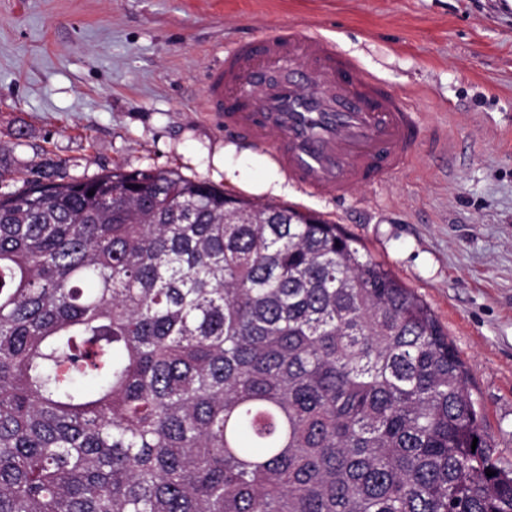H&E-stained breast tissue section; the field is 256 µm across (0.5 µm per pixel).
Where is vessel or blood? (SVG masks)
<instances>
[{"mask_svg":"<svg viewBox=\"0 0 512 512\" xmlns=\"http://www.w3.org/2000/svg\"><path fill=\"white\" fill-rule=\"evenodd\" d=\"M225 133L269 152L305 194L346 199L402 173L426 140L408 95L296 25L227 47L205 76Z\"/></svg>","mask_w":512,"mask_h":512,"instance_id":"obj_1","label":"vessel or blood"}]
</instances>
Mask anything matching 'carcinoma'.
I'll return each instance as SVG.
<instances>
[{
	"mask_svg": "<svg viewBox=\"0 0 512 512\" xmlns=\"http://www.w3.org/2000/svg\"><path fill=\"white\" fill-rule=\"evenodd\" d=\"M355 243L33 165L0 194V512H512L463 361Z\"/></svg>",
	"mask_w": 512,
	"mask_h": 512,
	"instance_id": "obj_1",
	"label": "carcinoma"
}]
</instances>
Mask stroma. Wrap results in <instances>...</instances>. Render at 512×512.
<instances>
[{"label":"stroma","mask_w":512,"mask_h":512,"mask_svg":"<svg viewBox=\"0 0 512 512\" xmlns=\"http://www.w3.org/2000/svg\"><path fill=\"white\" fill-rule=\"evenodd\" d=\"M288 23L408 93L446 140L343 202L226 182L225 146L251 145L206 112L204 74ZM45 159L77 179L174 170L343 225L435 314L512 465V0H0V193Z\"/></svg>","instance_id":"stroma-1"}]
</instances>
